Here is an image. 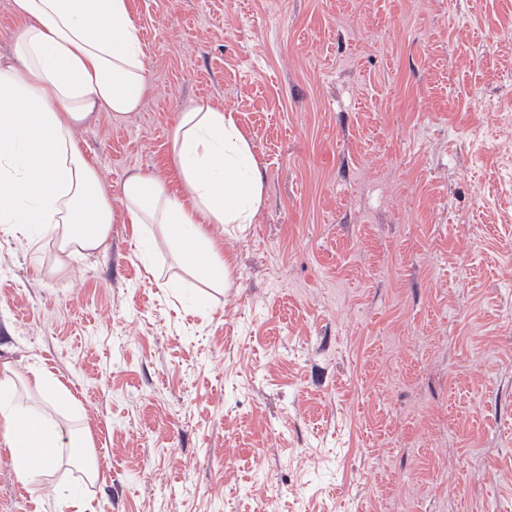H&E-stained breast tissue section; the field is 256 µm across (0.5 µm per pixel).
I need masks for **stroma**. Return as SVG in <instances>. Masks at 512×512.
Returning <instances> with one entry per match:
<instances>
[{
    "instance_id": "stroma-1",
    "label": "stroma",
    "mask_w": 512,
    "mask_h": 512,
    "mask_svg": "<svg viewBox=\"0 0 512 512\" xmlns=\"http://www.w3.org/2000/svg\"><path fill=\"white\" fill-rule=\"evenodd\" d=\"M130 5L150 90L76 134L105 186L179 191L205 100L266 201L204 295L129 224L61 273L0 234V364L77 396L100 466L59 464L62 509L0 450V512H512V0Z\"/></svg>"
}]
</instances>
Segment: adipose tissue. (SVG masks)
Listing matches in <instances>:
<instances>
[{"label":"adipose tissue","instance_id":"obj_1","mask_svg":"<svg viewBox=\"0 0 512 512\" xmlns=\"http://www.w3.org/2000/svg\"><path fill=\"white\" fill-rule=\"evenodd\" d=\"M14 63L0 65V231L32 247L53 241L57 267L100 251L115 224L159 230L176 267L193 270L209 288L232 276L211 226L254 223L265 185L251 137L233 113L199 100L182 108L172 131L171 159L182 184L172 192L157 175L135 172L118 196L81 152L76 131L97 113L138 111L149 90V63L129 0H14ZM16 370H0V448L35 498L67 450L88 447L89 434L45 415L71 402L32 385L37 404L19 402Z\"/></svg>","mask_w":512,"mask_h":512}]
</instances>
